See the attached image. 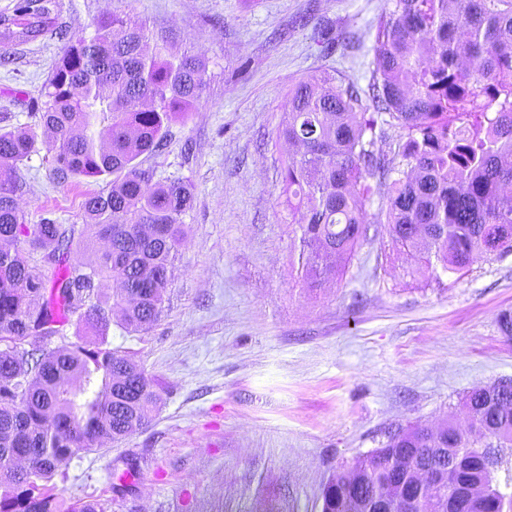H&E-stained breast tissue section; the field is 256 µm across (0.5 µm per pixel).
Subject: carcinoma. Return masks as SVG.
Wrapping results in <instances>:
<instances>
[{
    "mask_svg": "<svg viewBox=\"0 0 512 512\" xmlns=\"http://www.w3.org/2000/svg\"><path fill=\"white\" fill-rule=\"evenodd\" d=\"M374 37L368 100L348 77L323 69L289 91L279 138L299 147L283 162L288 208L305 207L298 269L314 289L343 275L367 238L366 176L390 179L393 159L376 148L382 123L405 132L407 169L389 183L386 215L393 243L425 244L445 271L465 275L496 248L512 251V0H391ZM59 0H16L0 15V45L50 31ZM203 63L168 57L148 30L112 15L91 36L73 38L44 86L41 125L55 178H109L86 198L91 235L107 244L87 255L84 233L44 219L23 223L16 202L19 164L32 132L0 131V512H104L94 499L67 504L52 480L79 452L119 441L149 425L161 395L134 356L105 340L44 352V339L76 318L105 332L115 312L129 332L155 322L174 277L193 194L180 180L155 178L137 159L158 151L171 121L201 103ZM40 252L30 265L18 244ZM122 283L110 297L101 281ZM501 385L466 395L470 424L447 425L435 439L422 424L336 472L321 492V512L376 510L374 486L398 496L415 472L448 467L482 494L458 499L456 512H505L512 498L493 470L471 466L485 448L494 466L512 451V402Z\"/></svg>",
    "mask_w": 512,
    "mask_h": 512,
    "instance_id": "obj_1",
    "label": "carcinoma"
}]
</instances>
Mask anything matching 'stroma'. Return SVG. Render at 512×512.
Listing matches in <instances>:
<instances>
[{"label":"stroma","mask_w":512,"mask_h":512,"mask_svg":"<svg viewBox=\"0 0 512 512\" xmlns=\"http://www.w3.org/2000/svg\"><path fill=\"white\" fill-rule=\"evenodd\" d=\"M55 27L0 45V127L34 131L19 166L25 223L83 227L103 180H55L37 120L41 91L71 38L117 14L175 55L204 57L199 107L142 155L194 195L158 321L111 323L161 388L151 424L79 452L54 478L66 501L105 512H321L343 467L412 424L466 427L468 391L512 380V252L462 276L392 243L378 216L388 187L369 178L371 226L342 278L308 290L294 247L300 213L281 203L278 128L288 91L334 67L367 88L373 35L390 0H60ZM341 40L323 55L314 35Z\"/></svg>","instance_id":"1"}]
</instances>
